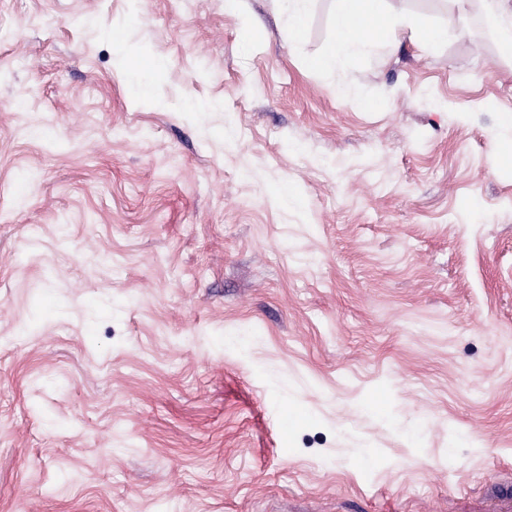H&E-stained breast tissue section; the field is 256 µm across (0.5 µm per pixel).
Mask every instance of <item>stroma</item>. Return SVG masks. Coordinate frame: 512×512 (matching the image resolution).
Masks as SVG:
<instances>
[{
    "mask_svg": "<svg viewBox=\"0 0 512 512\" xmlns=\"http://www.w3.org/2000/svg\"><path fill=\"white\" fill-rule=\"evenodd\" d=\"M388 8L0 0V512H512V56ZM288 36L292 43H298L303 34L301 21L309 14L313 0H287ZM336 36L329 50L314 58L315 69L334 71L397 42L398 28H409L413 41L426 46L438 34L415 19L396 18L386 0H336Z\"/></svg>",
    "mask_w": 512,
    "mask_h": 512,
    "instance_id": "obj_1",
    "label": "stroma"
}]
</instances>
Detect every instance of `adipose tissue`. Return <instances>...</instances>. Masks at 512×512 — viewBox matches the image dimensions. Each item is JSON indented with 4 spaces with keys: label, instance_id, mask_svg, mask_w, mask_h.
Returning <instances> with one entry per match:
<instances>
[{
    "label": "adipose tissue",
    "instance_id": "adipose-tissue-1",
    "mask_svg": "<svg viewBox=\"0 0 512 512\" xmlns=\"http://www.w3.org/2000/svg\"><path fill=\"white\" fill-rule=\"evenodd\" d=\"M336 36L327 52L314 58L312 67L333 71L379 49L392 47L399 27L410 30L413 41L427 45L434 31L414 19H400L391 14L387 0H336Z\"/></svg>",
    "mask_w": 512,
    "mask_h": 512
}]
</instances>
